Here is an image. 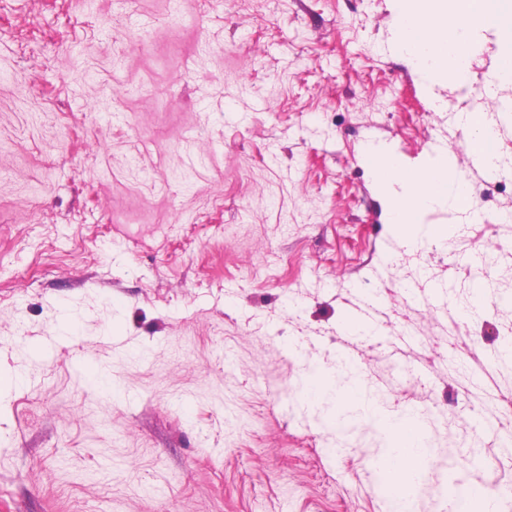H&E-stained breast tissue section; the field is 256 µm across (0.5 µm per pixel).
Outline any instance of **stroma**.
Wrapping results in <instances>:
<instances>
[{"mask_svg": "<svg viewBox=\"0 0 512 512\" xmlns=\"http://www.w3.org/2000/svg\"><path fill=\"white\" fill-rule=\"evenodd\" d=\"M396 23L392 0H0V375L22 377L0 383V512H388L378 433L297 394L341 358L428 420L415 512L512 484L453 369L512 393V189L470 173L481 218L430 254L364 164L383 144L466 168L459 115L500 45L479 38L468 95L429 91ZM485 255L495 302L461 319ZM368 287L376 333L345 334ZM80 356L138 399L76 380Z\"/></svg>", "mask_w": 512, "mask_h": 512, "instance_id": "1", "label": "stroma"}]
</instances>
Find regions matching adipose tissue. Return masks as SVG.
Masks as SVG:
<instances>
[{"label": "adipose tissue", "instance_id": "adipose-tissue-1", "mask_svg": "<svg viewBox=\"0 0 512 512\" xmlns=\"http://www.w3.org/2000/svg\"><path fill=\"white\" fill-rule=\"evenodd\" d=\"M398 26L394 44L398 52L410 58L432 80L454 84L458 90L470 83L468 60L476 37L494 32L502 38V62L488 81L489 96H496L500 85L512 82V0H394ZM484 106L476 105L460 120L469 131L467 147L482 151L488 167H495L498 130L485 118ZM365 162L379 192L386 200L391 231L406 246L447 238L446 224H429L424 217L437 206L452 211L470 209L471 190L457 170L454 157L439 155L417 167L405 166L385 148H368ZM358 379L331 377L324 371L307 374L300 394L315 401L335 398L340 411L362 416L388 441L380 460L386 478L398 488L409 486L422 464L428 463L432 450L425 438L408 439L406 431L414 426L413 414L393 413L367 402Z\"/></svg>", "mask_w": 512, "mask_h": 512}]
</instances>
